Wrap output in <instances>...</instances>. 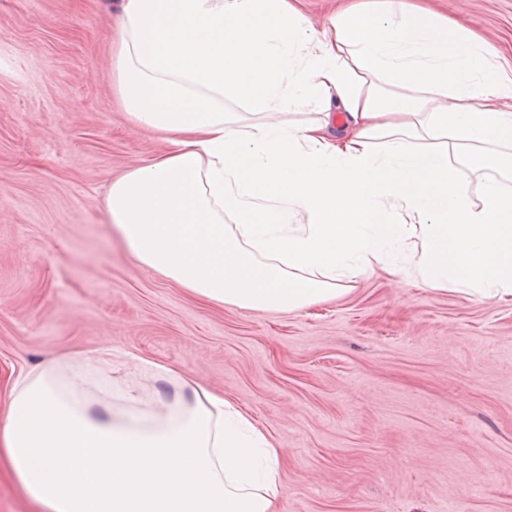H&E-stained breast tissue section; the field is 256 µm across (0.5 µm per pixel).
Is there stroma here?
<instances>
[{
  "mask_svg": "<svg viewBox=\"0 0 512 512\" xmlns=\"http://www.w3.org/2000/svg\"><path fill=\"white\" fill-rule=\"evenodd\" d=\"M122 0H0V388L111 346L224 394L288 450L283 512H512V303L383 271L281 313L204 303L114 233L155 157L111 77ZM512 62V0H428Z\"/></svg>",
  "mask_w": 512,
  "mask_h": 512,
  "instance_id": "35a3bbf8",
  "label": "stroma"
}]
</instances>
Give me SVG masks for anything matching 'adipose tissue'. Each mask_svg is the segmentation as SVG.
Instances as JSON below:
<instances>
[{"mask_svg": "<svg viewBox=\"0 0 512 512\" xmlns=\"http://www.w3.org/2000/svg\"><path fill=\"white\" fill-rule=\"evenodd\" d=\"M112 75L166 150L114 181L110 220L142 266L216 306L294 311L374 269L512 301V78L404 0L316 27L300 0H123ZM317 102L323 118L271 122ZM244 103L248 115L228 112ZM344 115L332 123L330 110ZM104 347L18 373L0 465L40 512H283L285 450L223 395L150 359L170 400L113 389ZM486 178H495L512 188V181L503 178L497 171L490 169L482 170L476 175H473L466 186V193L473 205L481 206Z\"/></svg>", "mask_w": 512, "mask_h": 512, "instance_id": "obj_1", "label": "adipose tissue"}]
</instances>
